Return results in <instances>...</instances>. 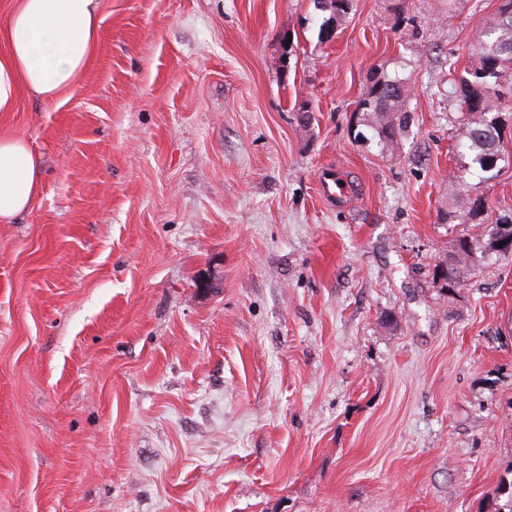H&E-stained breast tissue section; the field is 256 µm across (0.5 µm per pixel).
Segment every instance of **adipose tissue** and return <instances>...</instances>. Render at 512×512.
Returning a JSON list of instances; mask_svg holds the SVG:
<instances>
[{
    "instance_id": "obj_1",
    "label": "adipose tissue",
    "mask_w": 512,
    "mask_h": 512,
    "mask_svg": "<svg viewBox=\"0 0 512 512\" xmlns=\"http://www.w3.org/2000/svg\"><path fill=\"white\" fill-rule=\"evenodd\" d=\"M103 0H10L0 55V112L15 111L21 94L49 104L71 97L99 44ZM42 166L27 142L0 136V222L31 210Z\"/></svg>"
}]
</instances>
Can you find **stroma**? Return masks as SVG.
I'll return each instance as SVG.
<instances>
[{
  "label": "stroma",
  "instance_id": "stroma-1",
  "mask_svg": "<svg viewBox=\"0 0 512 512\" xmlns=\"http://www.w3.org/2000/svg\"><path fill=\"white\" fill-rule=\"evenodd\" d=\"M498 5L353 0L328 40L316 0H104L73 96L0 114L44 170L0 223V512L512 498V255L436 280L512 214L448 73ZM376 74L407 81L388 147L357 137ZM486 229L480 238L461 235L455 239L453 249L448 253V259L440 267L441 288L449 292L461 284L464 275L476 266L478 250L483 257L485 254L512 253V250L508 252L497 246L500 240L512 238V217L501 218L495 224L488 225Z\"/></svg>",
  "mask_w": 512,
  "mask_h": 512
}]
</instances>
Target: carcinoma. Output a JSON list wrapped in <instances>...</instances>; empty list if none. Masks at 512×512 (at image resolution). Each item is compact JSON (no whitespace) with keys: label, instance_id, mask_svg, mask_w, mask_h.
Segmentation results:
<instances>
[{"label":"carcinoma","instance_id":"cac0c4a2","mask_svg":"<svg viewBox=\"0 0 512 512\" xmlns=\"http://www.w3.org/2000/svg\"><path fill=\"white\" fill-rule=\"evenodd\" d=\"M351 8L352 0H336L332 4L333 16L322 24L321 32L327 33L329 24L348 14ZM370 83L359 109L369 115L365 125L373 131V138L385 145L407 124L408 112L402 99L404 82L375 75ZM503 88L512 94V0H500L497 15L481 43L478 64L468 71V76L456 80L455 87L459 105L467 115L460 132L468 156L464 170L472 169L488 180L494 170L492 159L512 162V157L501 149L499 115L491 104V97ZM508 238H512V217L488 225L478 238L457 237L448 259L440 267L441 287L449 291L458 287L464 275L476 266L477 254H507L497 243Z\"/></svg>","mask_w":512,"mask_h":512}]
</instances>
